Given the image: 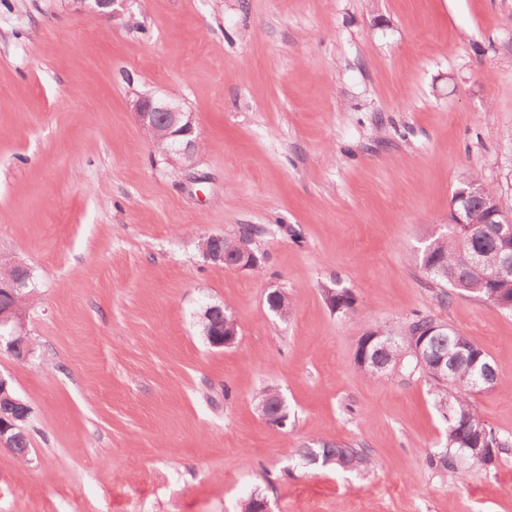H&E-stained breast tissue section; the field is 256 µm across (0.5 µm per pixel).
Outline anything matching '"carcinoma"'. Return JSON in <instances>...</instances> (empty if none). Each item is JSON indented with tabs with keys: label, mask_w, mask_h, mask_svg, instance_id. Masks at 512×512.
Listing matches in <instances>:
<instances>
[{
	"label": "carcinoma",
	"mask_w": 512,
	"mask_h": 512,
	"mask_svg": "<svg viewBox=\"0 0 512 512\" xmlns=\"http://www.w3.org/2000/svg\"><path fill=\"white\" fill-rule=\"evenodd\" d=\"M461 184L453 196L454 219L464 224L451 225L448 234L429 240L420 256V268L434 300L449 303L457 295L477 298L500 311L512 312V272L504 270L499 260L501 225L488 223L493 210L512 211V198L488 195L481 204L461 198ZM476 253L478 262L468 265L463 254ZM329 307L344 316L357 314L356 299L346 289L324 292ZM266 303L275 314L286 318L290 304L274 289ZM439 322L429 315L416 314L398 334L387 326H377L356 343L354 365L372 375L378 368L422 377L431 386L435 409L446 423L442 449L429 456V464L439 470H453L457 458L465 456L488 465L496 456L512 448V436L499 433L482 416L473 396L504 386L488 353L452 326L435 329ZM448 375H439L437 370ZM273 388L260 390L256 405L267 408L269 423L281 428L288 424V408L277 406L269 398ZM295 458L305 467L333 465L338 468H366L370 456L363 448L324 441L316 448H300Z\"/></svg>",
	"instance_id": "obj_1"
}]
</instances>
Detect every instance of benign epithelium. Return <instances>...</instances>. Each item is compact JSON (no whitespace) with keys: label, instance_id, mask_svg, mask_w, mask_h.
I'll use <instances>...</instances> for the list:
<instances>
[{"label":"benign epithelium","instance_id":"benign-epithelium-1","mask_svg":"<svg viewBox=\"0 0 512 512\" xmlns=\"http://www.w3.org/2000/svg\"><path fill=\"white\" fill-rule=\"evenodd\" d=\"M84 14L99 20L130 25L134 19L132 0H73ZM133 108L141 128L148 132L162 127L168 141L164 150L165 158L174 166H183L182 160H194L195 132L193 113L187 111L176 97L156 99L139 97ZM201 249L206 259L223 264L228 269L248 270L252 265V252L242 248L238 241L223 236L209 235L202 238ZM8 270L6 278L0 279V288L11 293L14 302L0 306V353L18 361L29 359L34 353L27 330L25 301L33 296L24 289L29 287L30 270L21 262L9 261L3 264ZM221 312L223 330L213 332L209 318L214 312ZM204 319V336L215 347L229 346L238 336L234 319L223 312L220 306L208 309ZM9 379L0 373V446L13 449V439L7 437L11 430L25 432L18 422L25 421L26 403L13 397L8 391Z\"/></svg>","mask_w":512,"mask_h":512}]
</instances>
